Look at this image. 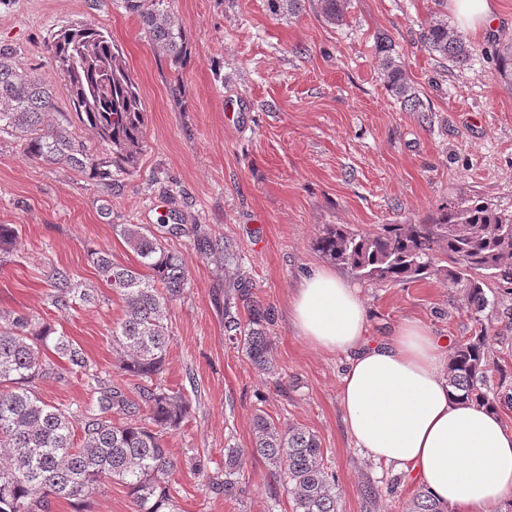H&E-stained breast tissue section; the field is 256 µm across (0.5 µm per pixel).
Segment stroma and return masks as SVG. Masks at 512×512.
Masks as SVG:
<instances>
[{
  "label": "stroma",
  "instance_id": "1",
  "mask_svg": "<svg viewBox=\"0 0 512 512\" xmlns=\"http://www.w3.org/2000/svg\"><path fill=\"white\" fill-rule=\"evenodd\" d=\"M500 24L469 33L473 53L458 67L430 54L419 24L437 0H350L346 21H324L318 0L299 13H274L269 0H175L187 34L182 73L145 38L121 0H0V47L17 65L49 80L54 112H70L66 81L46 44L57 30L85 25L121 46L147 112L140 169L111 186L57 165L28 161L17 139L0 136V224L17 246L0 260V309L36 313L79 343L112 379V328L122 301L101 283L88 258L135 254L119 224H197L231 244L238 275L271 310L272 371H262L224 335V270L192 238L169 239L183 257L189 286L167 310L170 344L163 383L191 415L168 439L177 466L169 480L180 512H294L288 484L251 455L252 418L313 431L336 477L338 512H405L420 483L365 459L346 431L340 402L344 354L310 347L288 310L300 279L333 266L356 286L372 336L405 320L455 341L487 329L491 357L512 369V322L489 314L476 322L463 291L444 274L412 283H371L331 265L315 246L323 225L368 235L388 224H430L444 208L479 198L512 208V76L502 77L499 43L512 40V0H496ZM387 34L418 90L424 111L409 112L389 91L376 38ZM182 77V96L170 86ZM66 271L95 291L93 303L58 310L50 278ZM51 404L91 402L77 378L35 381ZM246 450L237 498L218 494L226 448ZM204 458L207 472L192 468Z\"/></svg>",
  "mask_w": 512,
  "mask_h": 512
}]
</instances>
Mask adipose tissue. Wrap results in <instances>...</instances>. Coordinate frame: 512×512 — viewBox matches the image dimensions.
Here are the masks:
<instances>
[{
	"label": "adipose tissue",
	"instance_id": "obj_1",
	"mask_svg": "<svg viewBox=\"0 0 512 512\" xmlns=\"http://www.w3.org/2000/svg\"><path fill=\"white\" fill-rule=\"evenodd\" d=\"M290 319L314 347L346 355L344 423L365 458L415 473L450 512H498L512 498V431L452 391L446 340L415 321L369 338L358 288L325 269L302 278Z\"/></svg>",
	"mask_w": 512,
	"mask_h": 512
}]
</instances>
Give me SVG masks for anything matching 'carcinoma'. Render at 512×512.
Masks as SVG:
<instances>
[{
    "instance_id": "carcinoma-1",
    "label": "carcinoma",
    "mask_w": 512,
    "mask_h": 512,
    "mask_svg": "<svg viewBox=\"0 0 512 512\" xmlns=\"http://www.w3.org/2000/svg\"><path fill=\"white\" fill-rule=\"evenodd\" d=\"M348 2L320 0L325 20L344 21ZM121 3L179 71L188 47L172 0ZM421 27L428 51L456 66L469 61L472 48L463 33L448 26L446 15L435 12ZM378 49L393 96L410 112L424 111L419 94L392 56V41L380 38ZM47 52L67 82L73 114L104 151H92L72 132V121L49 119L52 86L18 67L12 51L2 47L0 134L16 136L29 161L65 166L105 187L112 185V170H137L146 112L122 49L107 32L70 26L53 33ZM114 229L136 254L138 266L115 263L111 253L97 249L90 257L99 277L124 304V318L112 328V344L119 349L117 370L138 380L137 398L102 377L82 347L43 318L1 310L0 512H53L58 500L69 502L73 512H89L88 495L110 481L127 488L138 512H176L168 481L174 461L166 437L180 429L190 405L165 388L161 378L168 348L166 312L188 287L189 275L181 257L163 241L195 235L198 249L224 263L227 276L238 258L196 224H116ZM16 242L15 227L0 224V253H12ZM315 246L330 260L375 283H409L442 272L463 288L467 308L476 317L501 303L498 295L488 298L487 281L505 285L503 292L512 295V210L481 199L448 207L434 224H388L377 234L361 236L343 224L329 225ZM438 247L448 260L443 268L436 265ZM51 287V304L60 310L76 298L84 303L94 300L92 290L78 287L60 270L53 274ZM232 288L231 299L242 303L248 320L241 323L225 303V337L242 346L253 365L269 371L271 343L265 324L270 309L252 289L238 284ZM488 345L485 330L455 342L448 385L468 400L512 408V373L490 360ZM71 376L87 379L94 395L92 405L76 413L42 400L33 390L38 379L64 383ZM252 424V452L267 460L273 474L290 486L295 512H337L335 479L317 436L295 423L278 425L261 413L254 414ZM243 457L240 448L225 449L224 479L212 482V487L226 498L240 492ZM406 512H448V506L422 488Z\"/></svg>"
}]
</instances>
